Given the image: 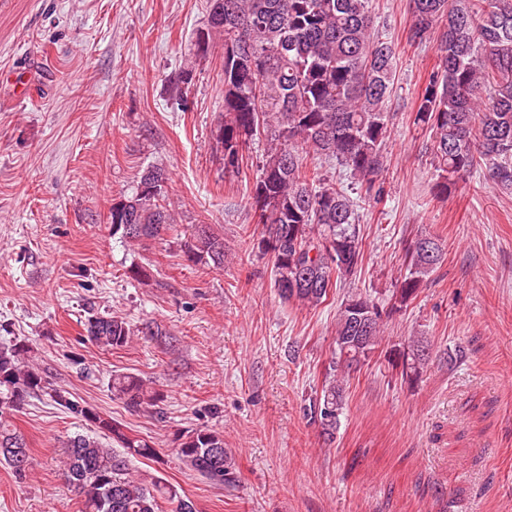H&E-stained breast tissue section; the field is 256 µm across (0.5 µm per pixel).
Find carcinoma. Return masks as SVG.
Returning <instances> with one entry per match:
<instances>
[{"label":"carcinoma","mask_w":512,"mask_h":512,"mask_svg":"<svg viewBox=\"0 0 512 512\" xmlns=\"http://www.w3.org/2000/svg\"><path fill=\"white\" fill-rule=\"evenodd\" d=\"M205 43L194 56L209 55L216 37L224 41V115L219 139L225 165L240 169L251 145L265 141L250 199L264 232L258 253L268 257L281 299L301 306L325 303L333 288L353 274L363 253L359 208L377 203V184L396 73L392 42L378 37L372 0H209ZM411 39L437 35L436 65L419 94L413 124L430 131L438 172L433 193L446 198L479 171L500 189L512 190V0H410ZM317 157L349 173L357 196L318 171L303 166ZM168 174L143 170L131 194L112 204V233L135 245L161 236L173 223L165 204ZM186 261L224 267V238L208 225L195 228L185 244ZM442 259L433 237L405 249L406 271L396 279L390 301L400 309L414 300L424 278ZM88 340L106 349L126 347L134 336L120 316H90ZM384 324L368 296L344 300L336 322V350L321 393L309 414L331 441L338 425L323 419L326 405L344 410L348 337L363 336L364 360L375 353ZM426 343L389 355L401 377L415 379L429 361ZM26 339L0 345V463L21 475L30 464L25 437L13 414L31 397L47 395L94 428L65 442L61 475L81 488V512H197L194 503L164 476L148 479L131 462L155 460L159 452L143 437L124 432L105 417L51 387L32 363ZM112 395L132 411L156 407L163 393L131 373H115ZM117 447H112L109 441ZM174 451L187 467L233 488L239 466L224 448V435L208 428L180 435Z\"/></svg>","instance_id":"carcinoma-1"}]
</instances>
